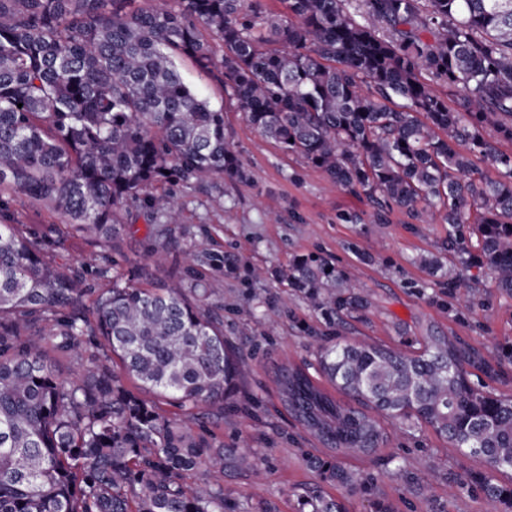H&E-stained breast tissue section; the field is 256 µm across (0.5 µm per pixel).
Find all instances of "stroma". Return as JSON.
I'll list each match as a JSON object with an SVG mask.
<instances>
[{
    "mask_svg": "<svg viewBox=\"0 0 512 512\" xmlns=\"http://www.w3.org/2000/svg\"><path fill=\"white\" fill-rule=\"evenodd\" d=\"M180 71L186 83L223 109L225 129L251 179L176 191L182 210V221L173 231L176 247L203 242L237 253L269 273L260 285L242 274L210 281L224 304L219 313L224 337L239 351L246 369L224 407L220 435L225 447L243 443L248 456L263 457L267 471L261 481L246 469L225 473L228 497L299 512L304 496L315 487L335 497L345 512H374L380 500L394 512H490L483 495L460 480L466 473L485 472L483 460L462 456L425 425L411 432L388 431L380 450L345 459L348 469L374 475L368 489L324 482L307 467V455L324 458L328 452L288 416L269 370L281 361L313 362L307 331L324 328L325 321L302 294L285 292L274 273L299 255L328 261L352 279L355 295L363 299L361 306L337 316V340L369 337L413 350L432 324L498 363V378L489 380L476 371L471 379L505 395L512 394V297L500 293L487 269L473 267L467 276L478 290L475 301L450 298L446 284L451 265L442 249L447 225L412 224L399 210L390 214L388 223H371L372 208L365 197L330 188L321 171L258 133L223 84L200 72L191 59H181ZM354 211L364 214L363 223L342 221V214ZM426 258L436 260V267L423 266ZM266 300L280 310L277 325L265 324L252 313Z\"/></svg>",
    "mask_w": 512,
    "mask_h": 512,
    "instance_id": "stroma-1",
    "label": "stroma"
}]
</instances>
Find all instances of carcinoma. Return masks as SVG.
<instances>
[{"mask_svg":"<svg viewBox=\"0 0 512 512\" xmlns=\"http://www.w3.org/2000/svg\"><path fill=\"white\" fill-rule=\"evenodd\" d=\"M0 0V512H249L224 493L226 472L248 460L206 429L224 425L241 357L224 339L210 274L240 257L205 246L169 260L180 214L171 188L250 179L224 129V112L188 86L192 59L224 84L246 121L281 149L363 194L374 222L401 209L413 224L448 225L443 249L457 272L448 296L473 293L464 272L487 268L512 296V0H360L384 23L358 22L352 0H283L288 19L260 0ZM212 32L218 47L201 29ZM430 72L466 90L448 107ZM499 173L487 179L474 159ZM17 195L47 203L59 224H23ZM151 218L144 263L112 257ZM466 224L477 225L467 245ZM69 237L98 250L74 267L47 258ZM171 264L169 282L152 271ZM321 312L316 371L276 368L288 414L332 452L306 463L329 482L364 489L374 477L340 456L387 440L379 418L425 424L489 474L472 476L493 512H512V398L484 391L474 369L496 366L457 336L434 331L418 354L373 342H333L353 296L343 274L299 256L280 273ZM94 351L79 377L58 363ZM309 512H343L306 497Z\"/></svg>","mask_w":512,"mask_h":512,"instance_id":"carcinoma-1","label":"carcinoma"}]
</instances>
